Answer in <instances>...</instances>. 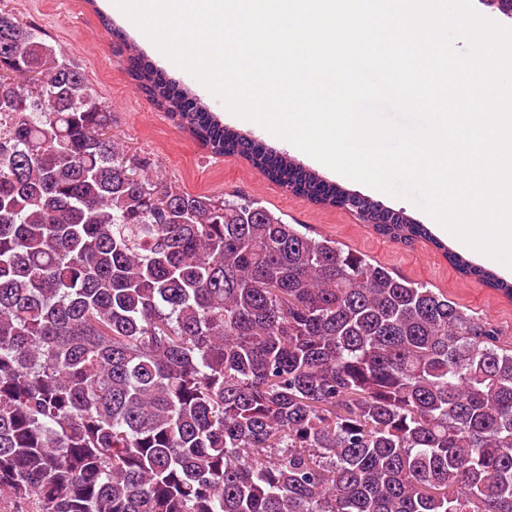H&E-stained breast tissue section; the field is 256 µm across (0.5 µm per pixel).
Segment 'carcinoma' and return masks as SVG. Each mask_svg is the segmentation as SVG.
Here are the masks:
<instances>
[{
  "label": "carcinoma",
  "instance_id": "1",
  "mask_svg": "<svg viewBox=\"0 0 512 512\" xmlns=\"http://www.w3.org/2000/svg\"><path fill=\"white\" fill-rule=\"evenodd\" d=\"M37 71L29 82L20 67ZM217 155L339 207L139 54ZM74 63L0 8V504L14 512H512V347L447 295L243 195L126 159ZM512 300V282L366 198Z\"/></svg>",
  "mask_w": 512,
  "mask_h": 512
}]
</instances>
